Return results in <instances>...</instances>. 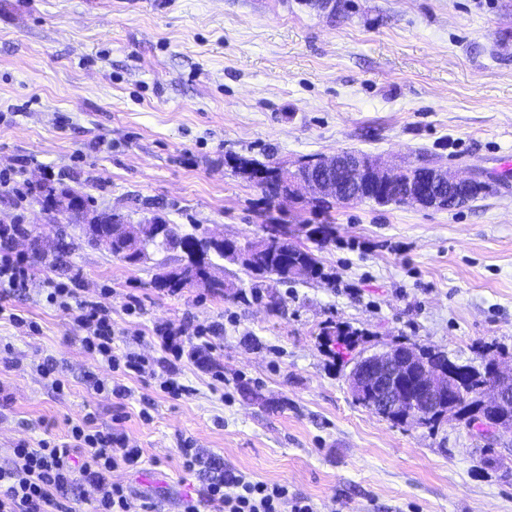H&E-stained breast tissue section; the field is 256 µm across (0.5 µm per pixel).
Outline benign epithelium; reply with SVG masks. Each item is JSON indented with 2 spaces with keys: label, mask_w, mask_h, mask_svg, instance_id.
<instances>
[{
  "label": "benign epithelium",
  "mask_w": 512,
  "mask_h": 512,
  "mask_svg": "<svg viewBox=\"0 0 512 512\" xmlns=\"http://www.w3.org/2000/svg\"><path fill=\"white\" fill-rule=\"evenodd\" d=\"M288 186V196H308L313 192L328 193L340 198L355 197L365 191L383 195L396 187L406 189L405 198L414 205H423L432 193L452 192L469 186L472 179L445 168L409 166L397 172L376 160L338 152L332 157H319L300 162L293 169H278ZM41 210L54 223L64 220V203L55 199L39 202ZM291 232L278 225H268L257 239L256 247L266 248L288 242ZM418 350L414 346L386 349L368 355L353 367L348 383L354 399L370 398V408L384 419L399 417L402 410L413 407L422 416H449L457 404V393L448 382L447 367L425 366L415 389L407 390L404 367L415 362ZM484 402L507 405L512 402V374L498 373Z\"/></svg>",
  "instance_id": "obj_1"
}]
</instances>
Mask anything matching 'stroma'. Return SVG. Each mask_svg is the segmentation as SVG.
Returning a JSON list of instances; mask_svg holds the SVG:
<instances>
[{"label":"stroma","instance_id":"obj_1","mask_svg":"<svg viewBox=\"0 0 512 512\" xmlns=\"http://www.w3.org/2000/svg\"><path fill=\"white\" fill-rule=\"evenodd\" d=\"M342 150L486 189L453 210L286 204L294 242L335 224L314 249L324 277L284 284L219 259L220 296L155 288L181 252L128 264L37 203L40 185L61 183L133 224L157 213L243 242L263 235L269 205L231 158L288 168ZM1 223L22 226L9 252L34 277L0 314V464L90 413L142 449L140 469L112 474L139 510L180 512L229 470L287 485L314 512H512V433L394 423L348 387L359 359L401 344L512 372V0H341L333 14L308 0H0ZM52 281L109 307L117 351L148 357L155 377H122V398L95 393L113 373L47 301ZM206 324L222 331L197 362ZM160 325L181 330L180 361ZM335 327L358 337L343 359ZM48 356L64 391L36 370ZM172 372L176 398L158 382ZM188 440L201 455L190 471Z\"/></svg>","mask_w":512,"mask_h":512}]
</instances>
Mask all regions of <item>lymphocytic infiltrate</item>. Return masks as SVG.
Wrapping results in <instances>:
<instances>
[{
    "label": "lymphocytic infiltrate",
    "instance_id": "lymphocytic-infiltrate-1",
    "mask_svg": "<svg viewBox=\"0 0 512 512\" xmlns=\"http://www.w3.org/2000/svg\"><path fill=\"white\" fill-rule=\"evenodd\" d=\"M50 302L58 304L81 328V343L112 370L138 378L155 377L150 361L139 354L114 350L115 330L110 310L93 300H81L66 284L50 285ZM142 451L128 447L121 433L101 431L92 415L73 422L65 439L48 437L37 447L19 442L10 462L0 466V512H72L74 491L91 486L96 492L93 512H131L126 490L112 473L136 467ZM218 512H314L307 499L290 496L287 486L254 481L226 472L211 480L200 499L182 503V512H200L201 503Z\"/></svg>",
    "mask_w": 512,
    "mask_h": 512
}]
</instances>
